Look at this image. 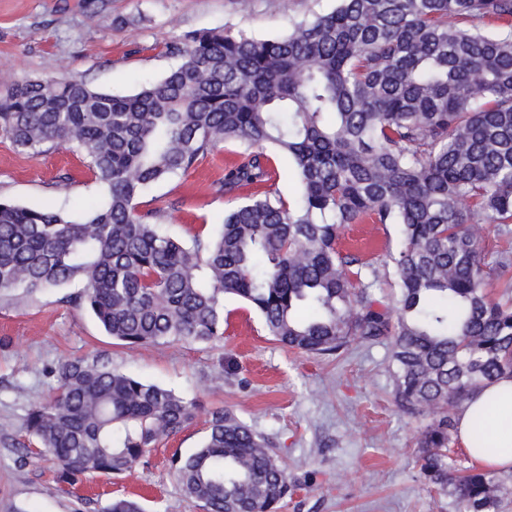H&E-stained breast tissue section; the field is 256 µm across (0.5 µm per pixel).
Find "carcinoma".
<instances>
[{"mask_svg":"<svg viewBox=\"0 0 512 512\" xmlns=\"http://www.w3.org/2000/svg\"><path fill=\"white\" fill-rule=\"evenodd\" d=\"M160 80L113 94L83 79L0 73V134L22 152H82L105 202L82 217L0 197V292L81 285L85 306L130 346L224 338V296L294 350L335 354L392 337L394 399L421 419L417 464L456 512H500L498 471L451 455L455 411L512 376V297L489 296L512 253L489 258L483 225L512 236V0H336L260 38L187 31ZM228 142L246 146L221 189L242 196L215 237H173L141 211L153 185ZM293 163L292 202L263 191L269 151ZM398 224L385 274L394 312L369 292L378 270L337 247L347 224ZM57 395L24 420L70 486L118 476L201 407L100 360L58 365ZM170 459L204 512H278L293 490L273 446L231 410ZM105 512H141L112 499Z\"/></svg>","mask_w":512,"mask_h":512,"instance_id":"carcinoma-1","label":"carcinoma"}]
</instances>
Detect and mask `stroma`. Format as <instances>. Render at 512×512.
Wrapping results in <instances>:
<instances>
[{
  "instance_id": "35a3bbf8",
  "label": "stroma",
  "mask_w": 512,
  "mask_h": 512,
  "mask_svg": "<svg viewBox=\"0 0 512 512\" xmlns=\"http://www.w3.org/2000/svg\"><path fill=\"white\" fill-rule=\"evenodd\" d=\"M336 0H0V71L20 78L81 77L127 94L177 64L168 44L190 30L233 27L258 36L287 31L292 19L331 10ZM227 143L187 173L149 188L141 210L182 239L219 231L237 199L221 191L225 166L243 152ZM0 196L30 208L76 215L104 193L85 158L66 149L18 152L0 135ZM396 224H352L342 248L381 263L400 249ZM50 289L35 298L0 293V512H104L115 497L143 512H201L169 468L205 436V420L161 442L117 477L88 475L72 488L55 480L54 462L20 461L23 420L52 396V368L67 359H101L113 369L174 390L205 407H225L275 448L295 487L280 512H455L452 498L416 464L418 420L394 402L389 339L351 345L337 356L302 354L268 336L255 312L224 301L223 340L209 344L126 346L105 336L86 309Z\"/></svg>"
}]
</instances>
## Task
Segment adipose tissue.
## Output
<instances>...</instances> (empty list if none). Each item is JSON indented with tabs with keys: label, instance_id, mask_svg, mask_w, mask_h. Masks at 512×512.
Returning <instances> with one entry per match:
<instances>
[{
	"label": "adipose tissue",
	"instance_id": "ef3b65f1",
	"mask_svg": "<svg viewBox=\"0 0 512 512\" xmlns=\"http://www.w3.org/2000/svg\"><path fill=\"white\" fill-rule=\"evenodd\" d=\"M484 419V442L474 439L476 417ZM459 442L466 454L487 469L512 467V378L476 390L457 414Z\"/></svg>",
	"mask_w": 512,
	"mask_h": 512
}]
</instances>
